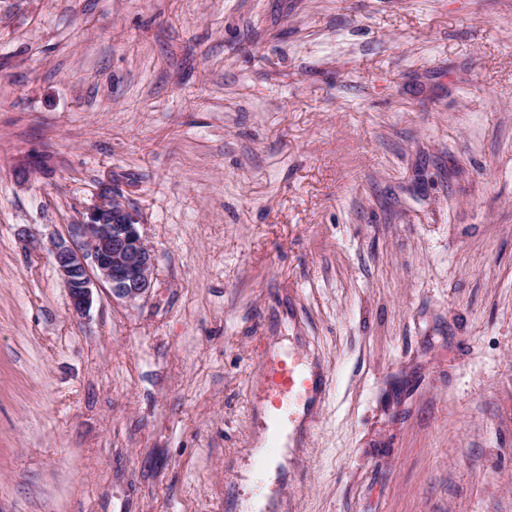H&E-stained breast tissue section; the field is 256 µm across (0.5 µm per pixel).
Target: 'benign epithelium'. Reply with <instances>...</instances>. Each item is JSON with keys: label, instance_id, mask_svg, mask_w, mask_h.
<instances>
[{"label": "benign epithelium", "instance_id": "7a95c632", "mask_svg": "<svg viewBox=\"0 0 512 512\" xmlns=\"http://www.w3.org/2000/svg\"><path fill=\"white\" fill-rule=\"evenodd\" d=\"M137 215L107 195L69 234L51 242L50 250L69 292L73 312L92 303V286L109 284L112 293L128 301L148 297L154 281L155 257L138 230Z\"/></svg>", "mask_w": 512, "mask_h": 512}]
</instances>
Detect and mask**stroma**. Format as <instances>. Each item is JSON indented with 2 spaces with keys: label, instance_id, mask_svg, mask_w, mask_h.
<instances>
[{
  "label": "stroma",
  "instance_id": "obj_1",
  "mask_svg": "<svg viewBox=\"0 0 512 512\" xmlns=\"http://www.w3.org/2000/svg\"><path fill=\"white\" fill-rule=\"evenodd\" d=\"M109 194L144 299L48 251ZM512 512V0H0V512ZM328 379L309 377L307 370L296 359H279L264 377V412L261 424L273 439L292 424L296 411L307 407L327 387Z\"/></svg>",
  "mask_w": 512,
  "mask_h": 512
}]
</instances>
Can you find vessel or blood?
<instances>
[{
  "instance_id": "1",
  "label": "vessel or blood",
  "mask_w": 512,
  "mask_h": 512,
  "mask_svg": "<svg viewBox=\"0 0 512 512\" xmlns=\"http://www.w3.org/2000/svg\"><path fill=\"white\" fill-rule=\"evenodd\" d=\"M264 385L262 425L276 439L292 424L296 411L322 394L327 378L308 375L297 360L282 359L267 370Z\"/></svg>"
}]
</instances>
